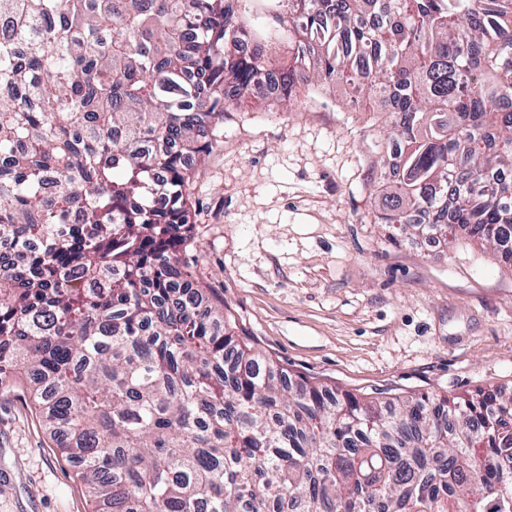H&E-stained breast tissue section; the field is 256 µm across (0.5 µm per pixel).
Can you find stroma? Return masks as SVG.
Masks as SVG:
<instances>
[{
	"label": "stroma",
	"mask_w": 512,
	"mask_h": 512,
	"mask_svg": "<svg viewBox=\"0 0 512 512\" xmlns=\"http://www.w3.org/2000/svg\"><path fill=\"white\" fill-rule=\"evenodd\" d=\"M239 8L269 67L287 64L286 8ZM386 125L333 82L288 102L246 93L193 165L180 256L235 334L290 375L386 399L512 395V264L463 236L376 223ZM0 512H92L20 386L0 392Z\"/></svg>",
	"instance_id": "1"
}]
</instances>
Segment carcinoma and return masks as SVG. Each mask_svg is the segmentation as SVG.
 Listing matches in <instances>:
<instances>
[{
    "label": "carcinoma",
    "mask_w": 512,
    "mask_h": 512,
    "mask_svg": "<svg viewBox=\"0 0 512 512\" xmlns=\"http://www.w3.org/2000/svg\"><path fill=\"white\" fill-rule=\"evenodd\" d=\"M283 98L392 119L382 224L512 262V0H282ZM382 10L371 27L362 14ZM0 390L26 388L93 512H512V398L388 402L233 336L177 247L184 186L265 69L237 0H0Z\"/></svg>",
    "instance_id": "carcinoma-1"
}]
</instances>
